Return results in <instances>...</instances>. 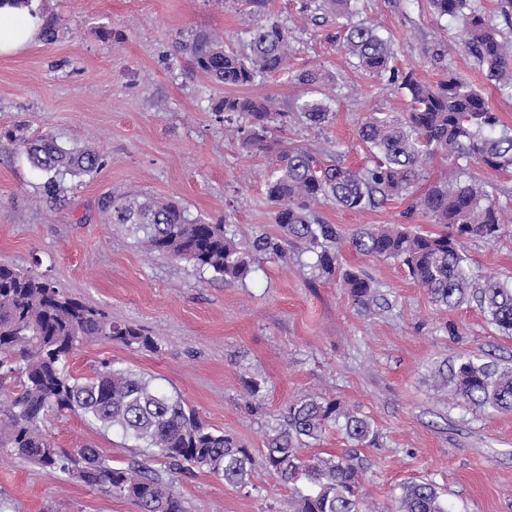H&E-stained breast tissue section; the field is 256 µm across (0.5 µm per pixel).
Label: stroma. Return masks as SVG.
Listing matches in <instances>:
<instances>
[{
	"label": "stroma",
	"instance_id": "35a3bbf8",
	"mask_svg": "<svg viewBox=\"0 0 512 512\" xmlns=\"http://www.w3.org/2000/svg\"><path fill=\"white\" fill-rule=\"evenodd\" d=\"M301 0H41L59 18L55 41L37 39L0 55V264L46 274L56 286L113 320L144 330L156 348L95 340L75 351L69 372L93 376L116 362L177 394L211 428L253 453L265 448L289 402L308 394L339 398L368 416L375 445L353 448L332 429L307 457L355 453L363 467L367 512H386L402 485L429 480L450 512H512V413L483 414L458 405L432 373L457 354L512 364V337L500 334L475 304L435 306L391 259L342 248V265L368 274L378 299L360 307L338 279L313 277L314 254L292 248L227 282L191 263L136 245L107 223V196L149 193L181 203L192 216L233 226L241 243L280 236L266 197L270 154L247 151L213 107L226 90L197 71L179 42L222 36L241 48L261 17L287 21L295 41L292 71L320 69L335 83L332 122L289 123L274 139L323 156L337 150L357 169L366 152L358 129L372 112L399 113L406 101L386 79L357 69L341 44L300 13ZM361 19L390 36L399 68L421 82L450 70L484 94L512 129V93L486 81L464 47L460 23L436 18L427 0H360ZM444 64L433 61L437 50ZM52 133L67 147L99 154L97 172L64 178L47 195L44 175L19 141ZM502 212L498 242L467 241L476 274L512 282V173L486 172ZM406 201L357 212L322 204V221L350 237L364 224L400 221ZM260 381L250 394L246 378ZM45 431L56 446L101 448L113 465L143 457L119 432L88 425L69 411L51 413ZM188 512H290L291 485L256 466L247 487L202 471L170 475ZM0 502L7 512H140L127 499L41 469L0 448Z\"/></svg>",
	"mask_w": 512,
	"mask_h": 512
}]
</instances>
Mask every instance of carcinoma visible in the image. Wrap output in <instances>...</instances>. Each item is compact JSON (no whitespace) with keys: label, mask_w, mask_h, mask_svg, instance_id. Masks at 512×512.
<instances>
[{"label":"carcinoma","mask_w":512,"mask_h":512,"mask_svg":"<svg viewBox=\"0 0 512 512\" xmlns=\"http://www.w3.org/2000/svg\"><path fill=\"white\" fill-rule=\"evenodd\" d=\"M358 0H302L301 13L316 26L343 20L344 48L357 67L381 77L406 98V110L396 115L373 112L361 124L358 138L369 159L357 170L332 158L319 160L301 147H281L269 141L272 129L291 115L314 127L333 118L331 97L324 92L332 77L319 69L288 71L293 36L288 25L267 18L249 32L242 49L224 39L201 34L180 43L196 68L212 81L241 88L265 75H283L306 87L292 112H283L270 97L226 95L214 111L235 125L247 149L268 150L275 160L266 183L280 238L266 234L250 243L235 241L222 224L192 218L179 203L151 195L109 197L101 208L110 223L128 227L136 243L149 253L183 259L226 280L245 278L261 258L280 257L285 246L300 243L316 255L318 276L341 274L354 303L366 306L377 288L363 271L342 269L340 233L324 223L321 203L365 211L387 201L409 202L444 230L420 233L409 224H366L352 236L361 254L393 259L445 308L473 302L485 319L505 336H512V284L474 273L462 251L464 242L478 239L494 244L502 234L499 207L487 182L475 173L436 183L418 192L425 168L435 158L471 160L486 170L512 171V131L500 127L481 90L448 72L432 84L392 65V41L376 28L353 21ZM476 0H430L433 13L461 22L468 53L488 81L512 90V42L504 38ZM21 144L46 176L47 193L57 192L65 176L81 178L100 167L99 155L88 149H67L44 133ZM94 339L127 346L155 347L152 337L112 320L105 310L83 303L47 277L0 264V448L38 465L73 476L91 488H103L117 498L132 500L141 512H187L173 486L151 474L146 464L123 468L91 445L60 451L47 438L49 413L68 410L88 424L118 429L146 450L165 459L169 470H205L231 486H245L256 465L251 449L232 435L201 421L178 394L166 393L151 380L114 363H105L89 378L65 369L66 359ZM464 406L483 413L512 412V366L484 362L459 354L447 370H438ZM337 428L358 447L376 441L370 420L338 399L306 396L288 404L282 423L266 441L262 464L286 483L304 477L308 488H294L293 512H365L360 495L362 469L351 455L303 462L298 449L320 441ZM394 512H447L435 484L419 481L401 487Z\"/></svg>","instance_id":"cac0c4a2"}]
</instances>
